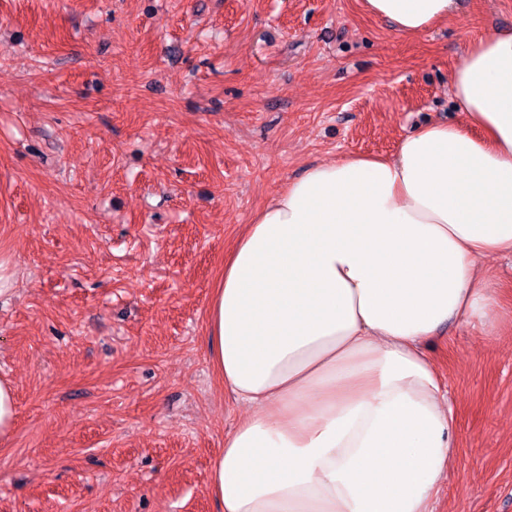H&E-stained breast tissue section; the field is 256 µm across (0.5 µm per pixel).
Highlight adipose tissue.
<instances>
[{"mask_svg": "<svg viewBox=\"0 0 512 512\" xmlns=\"http://www.w3.org/2000/svg\"><path fill=\"white\" fill-rule=\"evenodd\" d=\"M361 3L402 36L454 11ZM449 93L463 122L309 166L225 258L208 328L242 416L210 473L223 512H431L455 445L423 346L497 314L479 261L512 253V30L473 41Z\"/></svg>", "mask_w": 512, "mask_h": 512, "instance_id": "adipose-tissue-1", "label": "adipose tissue"}]
</instances>
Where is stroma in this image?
Returning a JSON list of instances; mask_svg holds the SVG:
<instances>
[{
	"instance_id": "1",
	"label": "stroma",
	"mask_w": 512,
	"mask_h": 512,
	"mask_svg": "<svg viewBox=\"0 0 512 512\" xmlns=\"http://www.w3.org/2000/svg\"><path fill=\"white\" fill-rule=\"evenodd\" d=\"M512 0L413 37L359 0H0V512H220L241 409L207 311L255 213L310 165L462 119L448 76ZM427 343L455 405L434 512H512V255ZM17 399L13 383L0 378V436H9L16 425Z\"/></svg>"
}]
</instances>
